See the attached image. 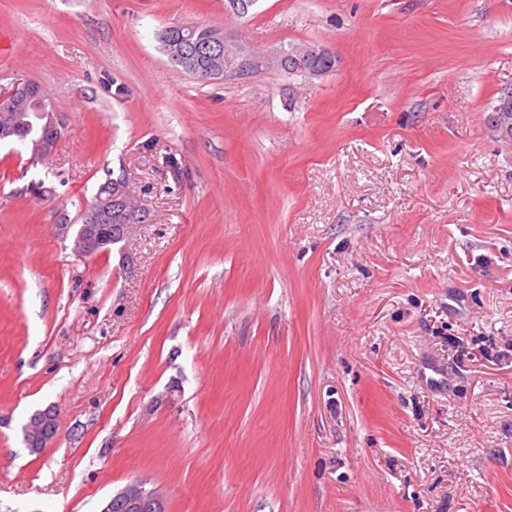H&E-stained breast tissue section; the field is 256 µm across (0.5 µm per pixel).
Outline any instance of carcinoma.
Masks as SVG:
<instances>
[{"mask_svg": "<svg viewBox=\"0 0 512 512\" xmlns=\"http://www.w3.org/2000/svg\"><path fill=\"white\" fill-rule=\"evenodd\" d=\"M164 53L174 67L184 66L187 74L201 82L212 79L207 65L224 64V32L206 25L171 27L159 34ZM59 137L58 123L42 91L12 90L0 97V138L24 144L32 155L51 153ZM109 178L100 185L94 206L84 214V224H104L112 244L124 241V224L119 203L112 200Z\"/></svg>", "mask_w": 512, "mask_h": 512, "instance_id": "1", "label": "carcinoma"}]
</instances>
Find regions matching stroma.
Segmentation results:
<instances>
[{
	"instance_id": "obj_1",
	"label": "stroma",
	"mask_w": 512,
	"mask_h": 512,
	"mask_svg": "<svg viewBox=\"0 0 512 512\" xmlns=\"http://www.w3.org/2000/svg\"><path fill=\"white\" fill-rule=\"evenodd\" d=\"M197 24L258 66L174 69ZM18 78L62 134L0 145V512H512V0H0ZM110 176L147 219L77 256ZM325 51L326 49L321 48L319 46H297L294 48L293 52L289 54L288 57L291 58L293 62H296L301 68L304 69L302 61H306L312 56H319L323 54ZM309 63L318 68H324H310L309 71L305 72L310 77L318 78L329 72L328 70L325 69H329L331 67L330 63H333V65H335V57L331 52L328 51V54L313 58L309 61ZM498 100L490 128L499 140L512 144V93L507 92ZM47 411L46 413H48L50 416H46L45 420L42 422V424L38 427L39 430H41L40 432H42L44 430V427L49 424L50 426L54 427L57 429V423H56V416L55 415H51V414H54L51 410H45ZM45 411H40V412H36L34 414H32L30 417H29V420L28 422L22 427V431H23V441L26 445L27 448H31V447H39L40 444H41V438L43 439V441L45 443L49 442L55 435H56V432H54L53 430L51 429H46L45 431L42 432V437L40 434H36V436L32 439V442H31V447L29 446V440L27 438V435H26V429L28 427V424H30L32 421L33 423H37L38 420H39V415ZM38 416V418H37ZM32 451H37L39 450V448H31ZM112 498L122 499L126 504L112 501ZM126 505L133 512L145 506H148L152 512H166L164 495L159 491L147 492L139 484H130L117 492L105 503L101 512H129L126 510Z\"/></svg>"
}]
</instances>
